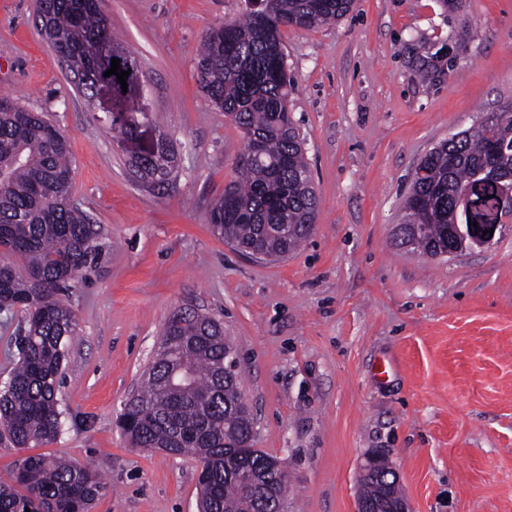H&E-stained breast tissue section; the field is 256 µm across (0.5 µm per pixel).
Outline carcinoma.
Returning <instances> with one entry per match:
<instances>
[{
    "label": "carcinoma",
    "mask_w": 512,
    "mask_h": 512,
    "mask_svg": "<svg viewBox=\"0 0 512 512\" xmlns=\"http://www.w3.org/2000/svg\"><path fill=\"white\" fill-rule=\"evenodd\" d=\"M354 0H269L246 8L206 35L197 62L205 95L246 138L240 177L212 204L208 223L237 246L261 248L270 257L297 250L311 235L318 196L305 156L304 139L288 115L293 84L288 76L281 28L311 29L346 15ZM40 32L61 55L73 90L86 101L94 82L82 76L111 68L128 70L127 47L112 34L100 0H37ZM121 118L112 128L123 140L135 137L141 120L154 122L147 90L122 92ZM170 161L129 159V169L147 188L173 183L178 150L163 132ZM71 145L66 135L8 97H0V306H20L25 320L15 337L17 362L0 389V441L15 448L53 443L63 411L57 392L65 344L76 330L72 307L61 292L97 255L98 230L86 211L71 202ZM495 161L512 178V105L489 123L462 130L429 151L424 175L412 178L403 204L396 245L436 257L452 245L470 252L469 238L454 225L501 224L512 214L500 209L502 181L485 173ZM224 326L209 314L185 311L168 318L143 386L125 402L131 447L192 455L201 465L200 512H254L243 472L285 499L288 481L272 468L275 457L253 447L254 419L238 408L239 374L224 372ZM107 486L88 464L43 455L28 456L0 479V512H91ZM395 494L394 480L381 470L365 487L374 499Z\"/></svg>",
    "instance_id": "1"
}]
</instances>
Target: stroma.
<instances>
[{
  "mask_svg": "<svg viewBox=\"0 0 512 512\" xmlns=\"http://www.w3.org/2000/svg\"><path fill=\"white\" fill-rule=\"evenodd\" d=\"M101 8L179 151L168 188L129 176L109 123L38 35L36 0H0V94L68 137L72 201L99 230L97 260L66 294L64 424L41 454L101 475L93 512H197L198 461L130 447L117 425L166 320L194 307L237 352L256 448L288 463L287 512H356L374 450L410 512H512V229L453 259L392 242L421 157L512 104V0H355L335 24L282 28L319 204L311 236L279 259L237 252L207 221L246 141L196 65L244 0Z\"/></svg>",
  "mask_w": 512,
  "mask_h": 512,
  "instance_id": "stroma-1",
  "label": "stroma"
}]
</instances>
